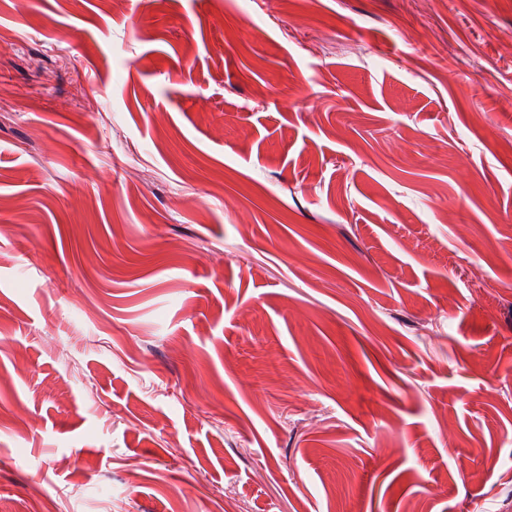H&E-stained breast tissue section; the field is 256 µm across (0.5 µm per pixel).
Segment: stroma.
<instances>
[{
	"mask_svg": "<svg viewBox=\"0 0 512 512\" xmlns=\"http://www.w3.org/2000/svg\"><path fill=\"white\" fill-rule=\"evenodd\" d=\"M512 0H0V512H512Z\"/></svg>",
	"mask_w": 512,
	"mask_h": 512,
	"instance_id": "35a3bbf8",
	"label": "stroma"
}]
</instances>
